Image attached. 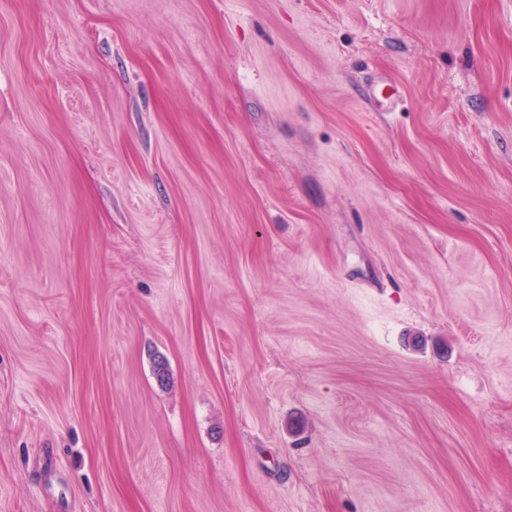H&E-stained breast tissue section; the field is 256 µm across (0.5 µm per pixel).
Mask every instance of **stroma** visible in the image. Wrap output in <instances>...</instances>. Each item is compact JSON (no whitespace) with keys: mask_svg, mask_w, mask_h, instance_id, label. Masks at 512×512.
<instances>
[{"mask_svg":"<svg viewBox=\"0 0 512 512\" xmlns=\"http://www.w3.org/2000/svg\"><path fill=\"white\" fill-rule=\"evenodd\" d=\"M0 512H512V0H0Z\"/></svg>","mask_w":512,"mask_h":512,"instance_id":"stroma-1","label":"stroma"}]
</instances>
